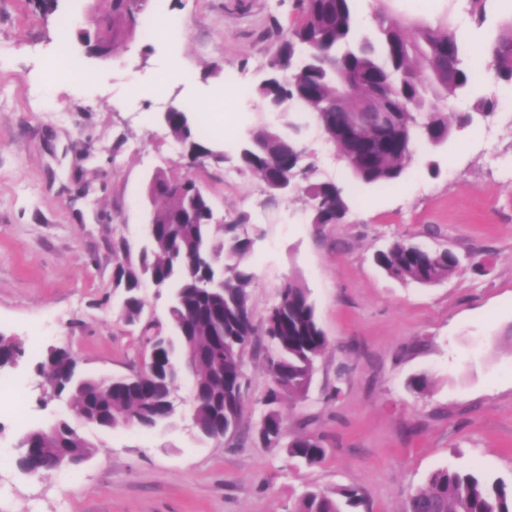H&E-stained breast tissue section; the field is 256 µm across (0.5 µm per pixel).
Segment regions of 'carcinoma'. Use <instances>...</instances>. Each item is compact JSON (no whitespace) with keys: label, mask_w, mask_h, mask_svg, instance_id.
I'll return each instance as SVG.
<instances>
[{"label":"carcinoma","mask_w":512,"mask_h":512,"mask_svg":"<svg viewBox=\"0 0 512 512\" xmlns=\"http://www.w3.org/2000/svg\"><path fill=\"white\" fill-rule=\"evenodd\" d=\"M296 2L299 17L282 34L270 63L284 76L261 83L256 95L273 112L313 114L326 141L365 185L396 182L411 167L418 145L447 141L452 127L442 108L452 107L457 99L475 98L472 111L456 113L459 129L493 114L495 100L479 93L478 68L512 90V17L487 39L484 58L474 59L465 36L446 16L435 22L410 20L384 6L376 14L375 29L363 31L355 0ZM91 11L112 16V26H93L76 38L107 53L117 50L125 0H96ZM188 112L184 107L170 113L166 128L189 144L190 162L197 163L214 152L195 141ZM247 139L250 147L240 156L242 167L265 184L269 203L285 199L277 186L288 179L296 156L302 154L298 139L267 127L249 131ZM301 187L308 199L319 203L314 224H337L349 211L348 196L337 184L307 176ZM147 196L154 203L150 241L136 265L128 259L129 244L123 239L114 243L113 286L127 291L122 316L129 324L141 320L137 288L143 281L175 289L169 307L173 334L157 336L152 326L144 328L153 373L143 379L135 374L98 379L78 376L74 369L58 375L56 353L43 371L45 383L56 387L78 417L95 419L101 429L120 427L129 418L151 429L175 414L172 398L180 373L172 369L179 368V358L200 392L194 427L201 436L219 441L239 432L250 390L244 363L260 353L269 385L257 403L268 413L270 428L259 443L283 447L309 467L319 465L325 449L316 436L301 434L286 444L282 438L281 405L306 394L328 346L309 290L296 279L288 280L280 292V309L256 323L250 265L254 240L239 236L236 223H213L211 199L192 178L158 173L148 182ZM374 260L389 276L421 284L445 280L460 265L449 249L425 256L402 241L378 252ZM258 336L267 344L256 342ZM17 354L25 355L22 342L0 333V371ZM76 433L71 421L62 418L26 432L20 438L22 451L38 474L66 462L76 467L95 448L88 440L79 448L69 447ZM364 506L357 488H311L297 499L293 512H357ZM405 512H512V487L477 471L442 468L408 496Z\"/></svg>","instance_id":"carcinoma-1"}]
</instances>
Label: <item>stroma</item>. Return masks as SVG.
I'll return each instance as SVG.
<instances>
[{
    "label": "stroma",
    "mask_w": 512,
    "mask_h": 512,
    "mask_svg": "<svg viewBox=\"0 0 512 512\" xmlns=\"http://www.w3.org/2000/svg\"><path fill=\"white\" fill-rule=\"evenodd\" d=\"M92 0H59L42 15L31 0H0V333L26 353L7 379L24 388L23 424L0 417V451L15 456L29 429L64 414L45 402L36 372L51 345L70 349L96 378L131 375L147 361L145 324L170 333L169 294L143 283L142 320L120 315L112 245L132 253L146 243L149 179L193 177L216 219L261 231L250 258L254 314L263 317L286 279L310 291L329 345L304 398L285 402L287 435L311 433L324 449L315 468L254 440L260 408L249 405L237 447L201 438L183 372L174 422L152 430H80L96 446L83 466L28 476L0 469V512H291L309 487L359 488L371 512H404L430 473L474 469L512 484V93L494 116L417 148L412 167L388 186L360 183L327 145L312 114H302L303 163L344 186L341 223L317 226L304 198L270 205L262 182L240 165L249 130L285 128L255 95L296 0H164L181 22L166 41L125 35L114 56L68 57L82 83L53 73L61 17L70 32ZM413 19L451 10L471 39L495 35L512 0H488L476 26L466 0H395ZM236 75L247 93L225 91ZM164 78L162 98L130 99L134 85ZM191 103V119L220 112L198 132L215 158L188 167V148L161 115ZM404 240L449 249L461 264L447 280L392 279L378 251ZM482 271H474V263ZM427 376L429 391L408 387Z\"/></svg>",
    "instance_id": "stroma-1"
}]
</instances>
